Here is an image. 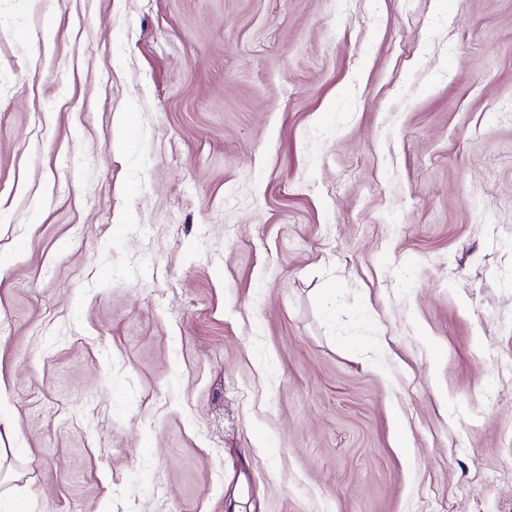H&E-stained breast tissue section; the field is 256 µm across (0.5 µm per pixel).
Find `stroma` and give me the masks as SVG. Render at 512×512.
<instances>
[{"mask_svg": "<svg viewBox=\"0 0 512 512\" xmlns=\"http://www.w3.org/2000/svg\"><path fill=\"white\" fill-rule=\"evenodd\" d=\"M512 0H0L13 512H512Z\"/></svg>", "mask_w": 512, "mask_h": 512, "instance_id": "1", "label": "stroma"}]
</instances>
